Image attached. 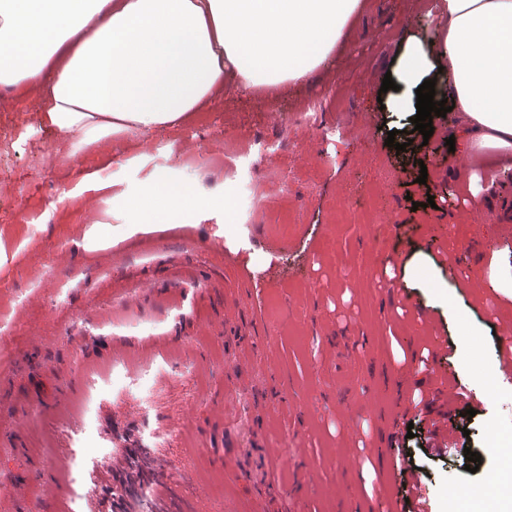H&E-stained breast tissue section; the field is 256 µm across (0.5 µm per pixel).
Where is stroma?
Segmentation results:
<instances>
[{"mask_svg": "<svg viewBox=\"0 0 512 512\" xmlns=\"http://www.w3.org/2000/svg\"><path fill=\"white\" fill-rule=\"evenodd\" d=\"M433 2L369 0L299 88L228 84L182 126L76 152L29 129L36 97L0 88V512H417L401 449L427 512L452 488L468 512H512V461L490 443L512 384L484 385L512 327V293L487 285L512 267V213L461 222L453 119L426 139L380 106L408 36L430 42ZM160 175L193 212L132 216ZM105 221L108 247L85 248ZM430 339L462 398L429 392L414 356ZM442 417L436 450L423 427ZM131 448L149 473L134 490L113 466ZM82 239L84 246L87 248H104L112 240V224L96 222L85 230Z\"/></svg>", "mask_w": 512, "mask_h": 512, "instance_id": "35a3bbf8", "label": "stroma"}]
</instances>
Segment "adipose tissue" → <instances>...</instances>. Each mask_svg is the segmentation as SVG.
Listing matches in <instances>:
<instances>
[{
    "label": "adipose tissue",
    "instance_id": "adipose-tissue-1",
    "mask_svg": "<svg viewBox=\"0 0 512 512\" xmlns=\"http://www.w3.org/2000/svg\"><path fill=\"white\" fill-rule=\"evenodd\" d=\"M368 0H0V87L42 92L31 129L71 147L184 124L222 92L296 87L349 41ZM437 37L409 36L397 112L440 70L469 157L512 170V0H436ZM165 177L132 214L191 204Z\"/></svg>",
    "mask_w": 512,
    "mask_h": 512
}]
</instances>
